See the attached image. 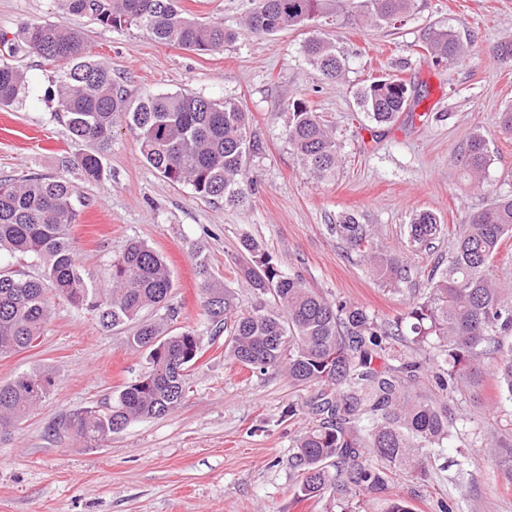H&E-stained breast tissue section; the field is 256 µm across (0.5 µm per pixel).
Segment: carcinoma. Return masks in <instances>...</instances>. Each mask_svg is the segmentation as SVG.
<instances>
[{"instance_id":"obj_1","label":"carcinoma","mask_w":512,"mask_h":512,"mask_svg":"<svg viewBox=\"0 0 512 512\" xmlns=\"http://www.w3.org/2000/svg\"><path fill=\"white\" fill-rule=\"evenodd\" d=\"M68 13L90 17L113 28L137 27L156 42L206 53L224 47L234 32L222 22L186 13L179 0H63ZM413 0H359L364 21L398 20ZM332 7V0H258L245 23L257 35L285 28L310 27ZM27 48L54 67L51 96L72 139L101 144L112 139L118 124L134 133L142 161L173 184H187L205 200L237 204L252 188L247 176L258 144L250 133V113L239 104L188 92L148 93L130 100L112 76V67L89 55L84 33L50 21L22 24L13 34L0 32V107L20 103L26 94L25 72L11 63ZM439 60L460 62L467 48L451 32L430 40ZM306 56L329 80L338 78L345 61L324 35L304 45ZM408 85L381 78L359 94L366 117L379 125L394 122L410 101ZM290 110L285 136L300 164L319 179H328L340 162L333 131L301 98L287 100ZM492 158L485 138L469 137L464 167L470 178L484 181ZM88 182L106 178L100 155L88 151L77 158ZM78 190L62 177L26 176L0 180V256L35 261V278L0 266V356L34 346L50 313L48 290L76 306L99 313L106 327L132 323L131 346L146 353L148 374L125 385L106 409L86 410L67 423L77 437L100 442L142 419L176 411L189 392L187 369L200 349L196 330L176 331V311L169 304L171 272L162 254L140 240L130 241L112 260L105 282L81 271L71 230L79 223ZM336 236L356 249L367 243L365 225L351 215L333 225ZM446 227L431 211L415 213L407 225L413 252L432 246ZM512 234V195L497 196L461 225L443 269L430 274V295L415 304L405 319L383 325L365 309L335 304L299 275L282 271L258 243L245 238L241 275L250 291L243 308L224 287L202 254L194 258L203 310L215 333L223 332L225 352L234 362L260 371L281 369L296 386L317 385L303 404L320 418L295 440L294 465L298 493L304 499L329 493L346 498L385 488L394 471L425 470V460L448 439L454 419L448 405L409 393L421 362L396 359L383 370L372 367L388 340L402 335L408 321L417 345L440 344V387L479 399L483 359L512 341V299L492 275V262L502 240ZM379 277L405 278L396 257L364 255ZM499 389L512 398V353L497 366ZM55 378L47 370L22 372L0 383V441L53 392Z\"/></svg>"}]
</instances>
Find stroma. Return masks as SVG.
Returning a JSON list of instances; mask_svg holds the SVG:
<instances>
[{
    "instance_id": "stroma-1",
    "label": "stroma",
    "mask_w": 512,
    "mask_h": 512,
    "mask_svg": "<svg viewBox=\"0 0 512 512\" xmlns=\"http://www.w3.org/2000/svg\"><path fill=\"white\" fill-rule=\"evenodd\" d=\"M190 15L223 21L235 32L222 49L199 54L160 45L137 27L112 29L67 13L62 0H0V30L50 20L76 26L93 56L111 65L131 98L190 91L239 103L250 112L260 149L248 164L256 185L244 203H208L190 186L174 185L141 161L134 134L116 128L102 145L107 175L86 182L75 161L86 143L70 139L48 96L52 70L19 51L13 62L28 76L22 103L0 109V180L59 175L85 201L72 235L89 277L102 279L130 240L148 243L172 273L170 302L177 326L200 335L204 355L190 375V391L173 413L131 424L90 444L63 429L74 413L100 408L148 364L127 339L132 325L104 326L97 312L50 298V315L36 346L0 357V382L23 371H51L50 398L0 443V512H340L332 498L299 499L290 449L313 420L285 418L316 386L297 387L278 370L259 372L232 363L224 335L204 314L194 256L206 254L213 274L248 306L240 266L241 241L251 238L282 270L299 274L334 301L363 307L378 322L395 321L429 294L428 274L448 255V240L411 253L406 226L419 210L435 212L449 233L499 194H512V137L499 116L512 105V62L496 47L512 38V0H413L398 22L364 24L332 12L316 29L269 36L245 25L254 0H179ZM329 35L346 57L330 84L303 53L312 31ZM449 31L468 47L461 63H435L432 32ZM398 75L417 102L397 121L364 120L357 99L374 77ZM308 101L333 130L341 163L334 178L317 181L296 160L284 136L288 97ZM487 140L492 163L484 187L462 173L472 133ZM364 224L375 250L402 257V280H379L366 262L329 229L341 215ZM484 361L481 401L439 389L421 373L416 392L447 401L457 427L427 461L425 474H392L386 489L352 498L349 512H385L391 500L414 512H512V476L485 446L496 435L512 448V401Z\"/></svg>"
}]
</instances>
